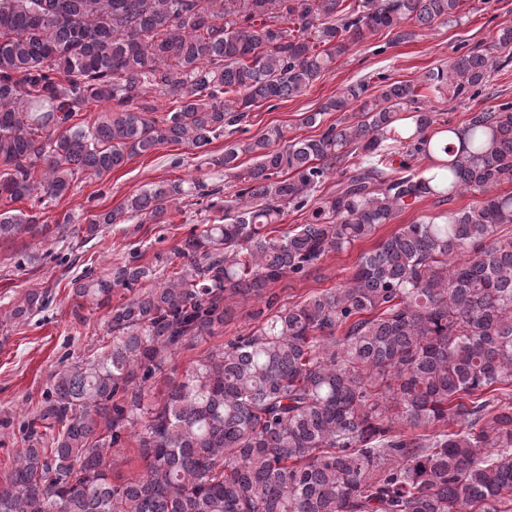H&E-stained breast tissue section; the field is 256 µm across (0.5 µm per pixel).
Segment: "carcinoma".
<instances>
[{"instance_id": "cac0c4a2", "label": "carcinoma", "mask_w": 512, "mask_h": 512, "mask_svg": "<svg viewBox=\"0 0 512 512\" xmlns=\"http://www.w3.org/2000/svg\"><path fill=\"white\" fill-rule=\"evenodd\" d=\"M467 0H0V196L31 201L0 212V241L26 234L17 267L52 237L73 251L138 216L167 223L189 196L207 218L163 277L132 252L107 276L74 279V315L109 308L112 344L59 361L25 447L0 482V512H512V102L436 127L416 86L369 96L361 80L303 123L360 102L311 139L278 127L225 147L206 164L241 188L223 198L200 180L159 182L127 202L43 223L42 207L77 182L164 144L202 149L239 131L249 112L293 97L366 34L462 18ZM493 43L430 69L428 89L475 100ZM152 94L176 108L157 119ZM92 102L111 104L93 124ZM254 155L241 171L237 160ZM427 160L418 169L414 162ZM345 179L317 195L330 174ZM474 205L405 224L363 253L337 288L278 304L271 285L305 275L331 252L370 237L426 197ZM309 221L277 230L285 210ZM116 288L139 292L111 306ZM265 300L248 333L210 352L164 398L148 383L186 342L231 317V300ZM47 289L0 307V329L45 311ZM145 472L114 481L131 429Z\"/></svg>"}]
</instances>
